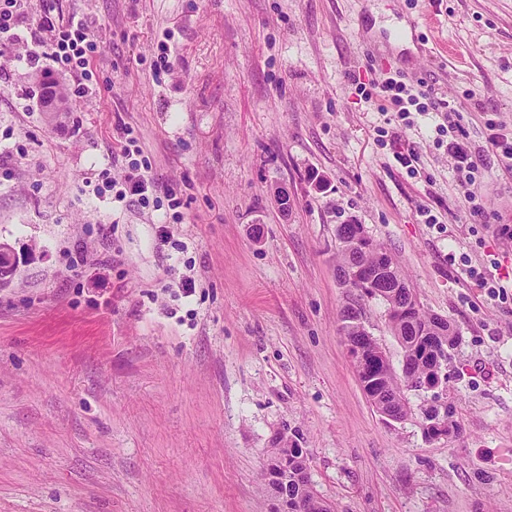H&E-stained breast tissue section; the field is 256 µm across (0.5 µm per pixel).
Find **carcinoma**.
I'll return each instance as SVG.
<instances>
[{"label": "carcinoma", "instance_id": "carcinoma-1", "mask_svg": "<svg viewBox=\"0 0 512 512\" xmlns=\"http://www.w3.org/2000/svg\"><path fill=\"white\" fill-rule=\"evenodd\" d=\"M359 224H341L337 228L340 240L338 250V270L353 273L350 287L367 297L374 293L364 285L375 270L388 259V254L380 245L373 243L367 250L351 248L348 245L360 232ZM396 303L400 307L410 308L407 314L392 313L388 323L392 334L400 342L404 355L402 374H397L389 361L383 358L381 348L375 340L361 336L352 325V321L362 318L361 309H345L341 320L342 333L353 357V363L364 392L382 415H398L406 418L410 412L408 392L410 386L407 378L428 379L436 377L441 361L448 360V350L458 342V332L451 323L438 316L425 313L413 288L398 289ZM437 413L432 405L422 411V431L428 440L442 436L449 437L456 426L453 406H448V429L439 431L433 425ZM309 465V459L295 441L281 438L276 441V448L268 455L262 472L265 489L277 490L288 485L290 499H301L312 505L315 512H333L332 506L319 498L313 487L300 486L296 475Z\"/></svg>", "mask_w": 512, "mask_h": 512}]
</instances>
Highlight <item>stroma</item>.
<instances>
[{
	"label": "stroma",
	"mask_w": 512,
	"mask_h": 512,
	"mask_svg": "<svg viewBox=\"0 0 512 512\" xmlns=\"http://www.w3.org/2000/svg\"><path fill=\"white\" fill-rule=\"evenodd\" d=\"M74 17L96 101L45 111L42 74L0 57V241L20 257L0 288V512H267L278 436L334 512H512V296L467 274L512 283V173L485 127L512 130V0H57L53 23ZM388 77L462 110L442 132L388 117ZM123 126L158 185L145 206L106 187ZM440 138L485 159L478 219ZM352 222L459 333L451 438L425 440L429 394L392 422L360 386L346 305L394 369L403 350L384 302L339 284ZM469 275L479 288H484L487 291L491 299L498 298L503 301L508 298L506 287L500 284V279L498 278V281L492 273L484 269L470 267Z\"/></svg>",
	"instance_id": "stroma-1"
}]
</instances>
